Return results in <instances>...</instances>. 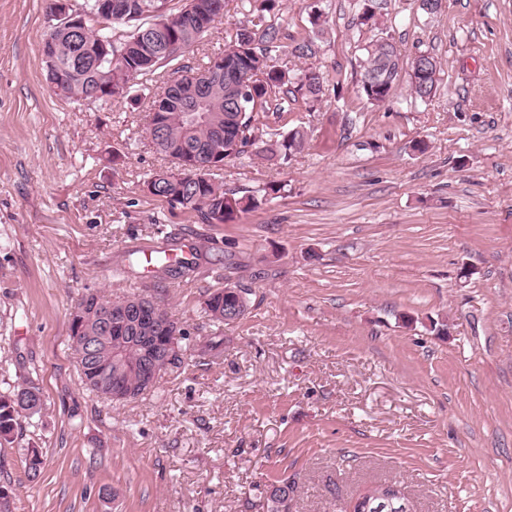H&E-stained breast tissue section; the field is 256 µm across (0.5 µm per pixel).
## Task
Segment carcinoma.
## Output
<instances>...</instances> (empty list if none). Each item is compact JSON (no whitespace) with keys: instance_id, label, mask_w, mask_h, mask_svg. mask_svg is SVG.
Masks as SVG:
<instances>
[{"instance_id":"carcinoma-1","label":"carcinoma","mask_w":512,"mask_h":512,"mask_svg":"<svg viewBox=\"0 0 512 512\" xmlns=\"http://www.w3.org/2000/svg\"><path fill=\"white\" fill-rule=\"evenodd\" d=\"M126 8L127 21L137 23L127 39L118 44L114 52L121 59L109 66L106 61L87 63L93 58L97 41L93 28L88 26L79 32L60 30L53 38L54 60L45 62L46 80L55 83V94L70 100H91L94 93L112 86L113 99L131 97L133 88L117 91L129 78L151 71L157 64L173 61L165 55L167 44L179 39L192 46L203 34L201 29L188 26L190 10L202 15V19L213 23L218 12L212 8L215 0H197L192 8H183L177 13L165 9L156 12L168 0H122ZM277 33L269 28L264 30L263 39L256 38V32L243 25L235 32L234 38L224 49L206 56L202 68L218 60L224 63L223 82L246 76L252 81L249 97L236 103L224 97V87L215 90L208 101L205 113L211 121L198 125L193 134L186 131L187 121L181 108L173 104H157L159 112L150 113L149 134L157 140L156 147L171 164L186 157L181 144L200 143L207 147L210 155L218 162H226L251 149L263 159L273 163H285L299 152L305 142V132L294 128L276 139H263L256 134V115L263 112H286L292 104H315L325 95L323 80L313 81L309 74L298 76L287 65L280 64L272 56ZM395 43L389 37L380 36L362 47L361 93L372 104L385 102L398 85L400 73L423 71V82L414 88L415 98L429 99L437 86L439 65L437 60L425 53L404 62L393 55ZM219 166L201 174L196 180H181L176 177L158 181L149 176L143 182L146 194L162 199L173 207H181L197 213L204 224H225L238 215L258 208L263 201L276 198L285 191L282 183L265 185L261 195H236L214 181L213 172ZM154 265L170 274L183 275L194 269L196 262L185 256L166 253L154 258ZM111 300L90 292L83 295L70 312V349L76 355L82 381L91 392L108 398L112 391V342L100 344L95 351H81L75 343L76 335H97L98 323L106 312ZM249 302L245 289L228 283L222 289L212 292L205 301V313L212 323L217 340L205 345L209 356L219 353L224 343L221 339L224 325L235 321L233 314L245 315ZM121 355L128 366L125 378L129 386L138 389L139 376L134 366L141 359V348L126 345ZM42 392L32 383L18 385L6 392H0V447L15 443L22 427V420L32 419L42 412ZM29 478L37 480L41 474L42 456L38 449L29 448L26 453Z\"/></svg>"}]
</instances>
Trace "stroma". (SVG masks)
I'll list each match as a JSON object with an SVG mask.
<instances>
[{"label": "stroma", "mask_w": 512, "mask_h": 512, "mask_svg": "<svg viewBox=\"0 0 512 512\" xmlns=\"http://www.w3.org/2000/svg\"><path fill=\"white\" fill-rule=\"evenodd\" d=\"M377 4L373 28L359 0H282L261 19L225 0L180 57L198 66L253 23L326 89L315 110L258 123L305 131L289 164L248 152L220 175L283 196L204 224L143 191L169 165L148 98L54 95L45 0H0V390L29 379L44 395L0 447L13 512H267L285 479L290 512H339L384 482L414 512H512V0ZM383 32L403 59L439 62L430 99L404 81L385 103L362 96L361 47ZM170 249L197 252L195 271L157 278L144 258ZM228 281L249 289L248 312L223 354L200 356L205 301ZM96 291L161 298L188 333L146 398L81 383L69 313Z\"/></svg>", "instance_id": "stroma-1"}]
</instances>
